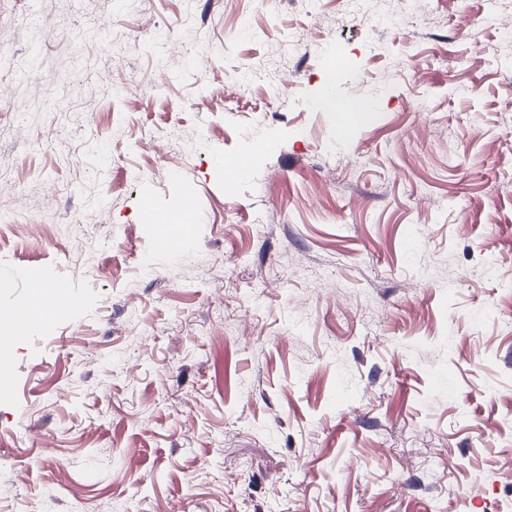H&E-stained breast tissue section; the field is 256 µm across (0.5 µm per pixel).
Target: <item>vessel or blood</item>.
<instances>
[{"instance_id":"vessel-or-blood-1","label":"vessel or blood","mask_w":512,"mask_h":512,"mask_svg":"<svg viewBox=\"0 0 512 512\" xmlns=\"http://www.w3.org/2000/svg\"><path fill=\"white\" fill-rule=\"evenodd\" d=\"M141 205L156 226L155 247L161 252L177 250L181 245L179 237L169 234L168 229L176 224L191 225L196 221L193 201H186L179 214L160 211L149 200ZM71 296L64 292L48 295L40 274H31L27 279V296L8 313L7 319L0 324V399L13 395L15 389V368L6 352L17 341L27 338L35 332L36 326L44 318L48 308L63 309L72 306Z\"/></svg>"}]
</instances>
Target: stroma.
Returning <instances> with one entry per match:
<instances>
[{"label": "stroma", "instance_id": "obj_1", "mask_svg": "<svg viewBox=\"0 0 512 512\" xmlns=\"http://www.w3.org/2000/svg\"><path fill=\"white\" fill-rule=\"evenodd\" d=\"M506 24L0 0V313L33 269L78 301L8 352L0 512H512ZM330 92L369 106L345 143ZM190 195L155 253L141 199Z\"/></svg>", "mask_w": 512, "mask_h": 512}]
</instances>
